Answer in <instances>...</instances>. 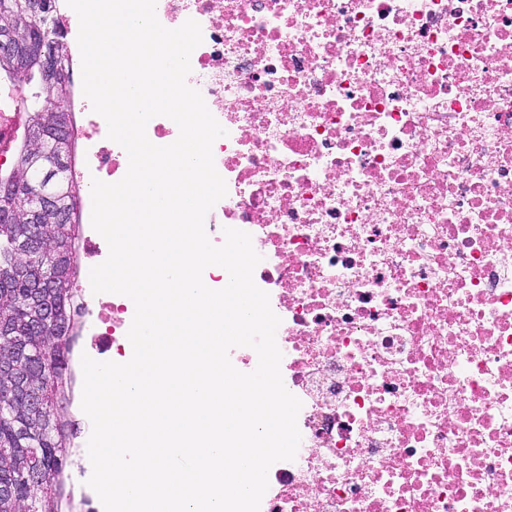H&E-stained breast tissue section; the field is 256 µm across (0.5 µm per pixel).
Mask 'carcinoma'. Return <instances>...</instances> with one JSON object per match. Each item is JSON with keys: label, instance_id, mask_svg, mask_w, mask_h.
I'll use <instances>...</instances> for the list:
<instances>
[{"label": "carcinoma", "instance_id": "carcinoma-1", "mask_svg": "<svg viewBox=\"0 0 512 512\" xmlns=\"http://www.w3.org/2000/svg\"><path fill=\"white\" fill-rule=\"evenodd\" d=\"M31 0H0V24L23 33L34 26ZM49 5L43 37L58 45V63L68 68V46L58 29V0ZM16 71L31 87L29 123L43 127L35 145L14 148V161L0 172V512H62V481L71 444L62 438L63 405L72 386L67 353L75 325L71 318L74 280L78 273L75 247L79 235L77 208L81 186L68 178L71 134L59 110L71 97L63 90L40 92L44 74L38 58L21 54L1 61L0 74ZM47 182L68 216L60 224L47 212L32 223V204L8 190L16 179ZM38 238L39 251L18 248ZM36 265L45 281H30L22 270Z\"/></svg>", "mask_w": 512, "mask_h": 512}]
</instances>
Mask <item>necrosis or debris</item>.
Here are the masks:
<instances>
[{"mask_svg": "<svg viewBox=\"0 0 512 512\" xmlns=\"http://www.w3.org/2000/svg\"><path fill=\"white\" fill-rule=\"evenodd\" d=\"M197 21L188 77L226 129L298 397L296 458L260 512H512V0H157ZM70 174L121 180L124 149L81 93ZM79 332L127 357L135 307Z\"/></svg>", "mask_w": 512, "mask_h": 512, "instance_id": "necrosis-or-debris-1", "label": "necrosis or debris"}]
</instances>
